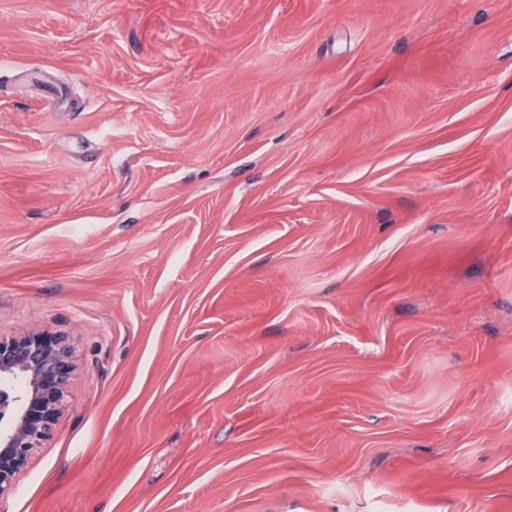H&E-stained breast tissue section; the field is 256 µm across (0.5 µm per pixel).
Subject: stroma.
<instances>
[{"label": "stroma", "instance_id": "1", "mask_svg": "<svg viewBox=\"0 0 512 512\" xmlns=\"http://www.w3.org/2000/svg\"><path fill=\"white\" fill-rule=\"evenodd\" d=\"M48 327L0 512H512V0H0ZM76 366L67 335L53 330L0 337V496L10 492L33 453L49 439L68 397ZM19 379L17 390L5 385ZM3 384V386H2Z\"/></svg>", "mask_w": 512, "mask_h": 512}]
</instances>
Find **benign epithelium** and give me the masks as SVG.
Segmentation results:
<instances>
[{"label": "benign epithelium", "instance_id": "1", "mask_svg": "<svg viewBox=\"0 0 512 512\" xmlns=\"http://www.w3.org/2000/svg\"><path fill=\"white\" fill-rule=\"evenodd\" d=\"M76 366L67 335L53 330L0 337V496L10 492L36 449L49 439L68 397ZM20 380V387L5 384Z\"/></svg>", "mask_w": 512, "mask_h": 512}]
</instances>
